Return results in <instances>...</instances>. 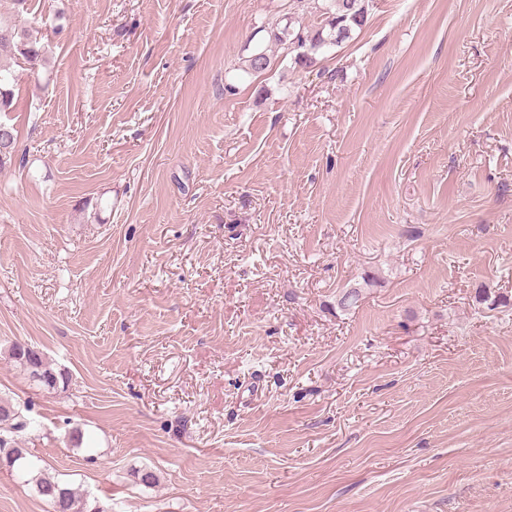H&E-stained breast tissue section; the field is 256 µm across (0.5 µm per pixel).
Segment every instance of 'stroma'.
Masks as SVG:
<instances>
[{
  "instance_id": "obj_1",
  "label": "stroma",
  "mask_w": 512,
  "mask_h": 512,
  "mask_svg": "<svg viewBox=\"0 0 512 512\" xmlns=\"http://www.w3.org/2000/svg\"><path fill=\"white\" fill-rule=\"evenodd\" d=\"M17 21L50 48L0 50V395L32 460L112 512H512V0H370L307 69L269 37L320 23L292 0ZM0 512L51 508L0 465ZM20 350L22 351V356H19ZM8 355L23 368L26 374H30L31 371L37 372L41 377L37 385L45 390L54 391L58 389L61 384L64 389L69 383L68 373L61 370L56 371L41 352L28 344H20L19 342L13 343L8 350Z\"/></svg>"
}]
</instances>
